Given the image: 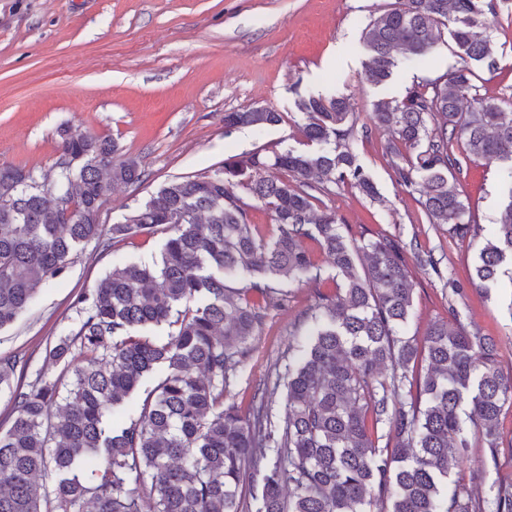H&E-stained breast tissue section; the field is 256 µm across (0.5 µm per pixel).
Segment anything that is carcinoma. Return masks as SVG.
<instances>
[{"label":"carcinoma","mask_w":512,"mask_h":512,"mask_svg":"<svg viewBox=\"0 0 512 512\" xmlns=\"http://www.w3.org/2000/svg\"><path fill=\"white\" fill-rule=\"evenodd\" d=\"M490 10L491 0H396L362 32L365 78L379 86L450 28L460 66L400 99L373 102L372 115L391 131L397 178L420 192L427 223L478 245L470 281L487 290L505 279L512 286V101L479 98L472 83L471 63L495 64ZM469 99L476 106L465 111ZM295 107L306 148L246 152L206 176L173 180L107 234L96 215L112 185L145 176L137 159L116 157L112 140L60 129L62 156L80 165L59 161L50 188L31 170L0 166V329L81 245L95 240L108 253L145 229L171 231L159 259L114 265L81 293L77 329L48 352L73 366L71 381L41 377L14 392L12 425L0 432V512H512V481L489 498L448 486L470 425L498 467L512 374L451 304L423 347L408 336L414 288L405 243L348 239L336 213L317 210L310 194L347 185L376 199L349 145L354 106L345 96L309 95ZM281 119L264 107L226 112L224 131L260 133ZM455 141L499 164L507 205L488 236L457 192ZM245 195L271 213L270 240L254 235ZM306 239L330 260L338 288L316 290L298 356L243 412L226 401L228 388L266 306L280 301L277 285L321 283ZM240 272L249 279L238 287ZM162 324L172 331L140 334ZM17 366L0 357V386L11 385ZM159 367L165 374L136 419L110 426L111 411ZM45 473L54 476L49 489L37 482Z\"/></svg>","instance_id":"obj_1"}]
</instances>
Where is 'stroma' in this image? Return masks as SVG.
<instances>
[{"label": "stroma", "instance_id": "1", "mask_svg": "<svg viewBox=\"0 0 512 512\" xmlns=\"http://www.w3.org/2000/svg\"><path fill=\"white\" fill-rule=\"evenodd\" d=\"M393 2L0 0V165L53 173L63 127L114 139L120 156L139 159L147 176L134 185H114L97 215L108 230L170 181L204 176L244 152L300 147L298 96H347L357 116L351 148L378 198L336 187L320 194L316 209L335 211L350 239L397 235L415 243L407 261L414 285L408 334L416 342L453 307L469 330L494 338L501 369L512 373V289L488 294L470 283L474 246L448 225L426 223L418 193L396 179L390 132L377 129L372 118L374 100L401 97L415 77H434L460 62L445 30L422 66L397 68L382 87L367 83L362 31ZM493 2L496 67L477 63L473 69L480 97H512V0ZM252 106L280 112L281 122L259 136L249 128L225 134V113ZM461 163V199L478 224L495 223L506 204L497 165L473 157ZM167 236L159 228L145 230L109 253L93 240L82 245L62 276L0 330V357L27 361L13 386H27L41 374L65 375L64 364L53 363L47 352L75 328L81 292L113 263L157 260ZM305 246L322 281L316 288L289 287L284 304L268 308L227 395L240 410H247L259 384L274 380L284 367L292 337L309 331L306 314L316 292L336 290L328 259L315 242ZM500 437L499 469L487 467L483 443L472 433L451 480L484 496L495 481L512 479L511 407L502 412Z\"/></svg>", "mask_w": 512, "mask_h": 512}]
</instances>
